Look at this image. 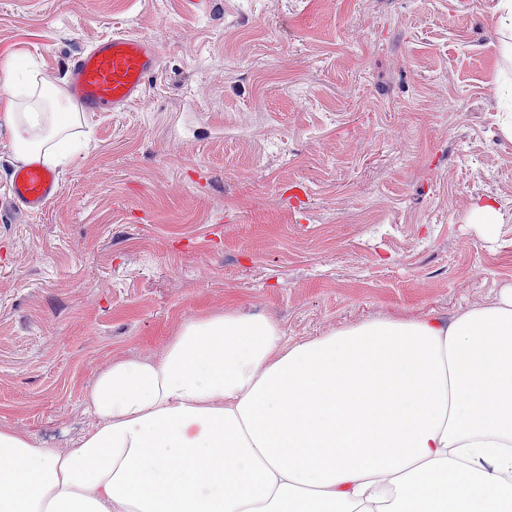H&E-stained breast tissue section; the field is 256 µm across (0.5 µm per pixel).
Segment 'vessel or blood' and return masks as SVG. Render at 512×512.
<instances>
[{
	"label": "vessel or blood",
	"instance_id": "1",
	"mask_svg": "<svg viewBox=\"0 0 512 512\" xmlns=\"http://www.w3.org/2000/svg\"><path fill=\"white\" fill-rule=\"evenodd\" d=\"M159 66L160 50L155 43L116 32L69 59L68 90L82 111L114 112L143 96ZM62 190L54 170L28 163L11 169L8 195L0 207L37 216Z\"/></svg>",
	"mask_w": 512,
	"mask_h": 512
}]
</instances>
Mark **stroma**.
<instances>
[{"mask_svg": "<svg viewBox=\"0 0 512 512\" xmlns=\"http://www.w3.org/2000/svg\"><path fill=\"white\" fill-rule=\"evenodd\" d=\"M499 0H0V85L124 32L161 63L0 219V428L67 448L113 362L226 311L289 343L512 287ZM499 224L474 223L486 203ZM62 190L59 175L38 162L14 167L10 170L9 191L1 199L0 211L17 209L31 216L40 215Z\"/></svg>", "mask_w": 512, "mask_h": 512, "instance_id": "35a3bbf8", "label": "stroma"}]
</instances>
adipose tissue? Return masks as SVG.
I'll return each mask as SVG.
<instances>
[{
    "mask_svg": "<svg viewBox=\"0 0 512 512\" xmlns=\"http://www.w3.org/2000/svg\"><path fill=\"white\" fill-rule=\"evenodd\" d=\"M0 111L17 159L49 165L79 119L35 80ZM87 403L69 448L0 429V512H512V288L294 346L261 315L191 319Z\"/></svg>",
    "mask_w": 512,
    "mask_h": 512,
    "instance_id": "1",
    "label": "adipose tissue"
}]
</instances>
